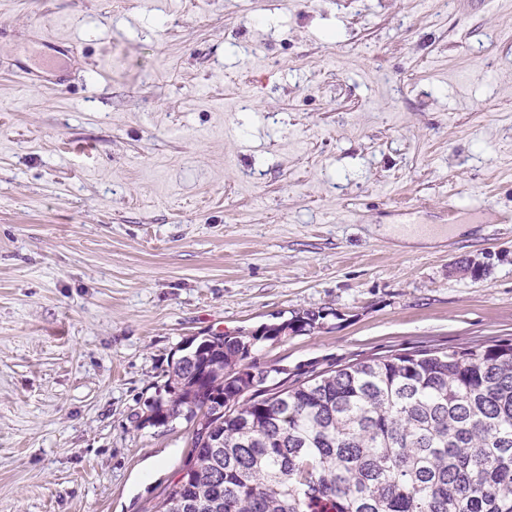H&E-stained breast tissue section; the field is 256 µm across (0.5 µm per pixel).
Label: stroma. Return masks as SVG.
Instances as JSON below:
<instances>
[{
  "mask_svg": "<svg viewBox=\"0 0 512 512\" xmlns=\"http://www.w3.org/2000/svg\"><path fill=\"white\" fill-rule=\"evenodd\" d=\"M219 333L292 382L512 341V0H0V512H153ZM318 318H320V316L315 313H306V316L297 317L286 324L265 327L262 335H255V338L256 340L260 338H276L285 334L287 330H290L292 333L310 331L315 328Z\"/></svg>",
  "mask_w": 512,
  "mask_h": 512,
  "instance_id": "obj_1",
  "label": "stroma"
}]
</instances>
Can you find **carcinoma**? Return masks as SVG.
I'll list each match as a JSON object with an SVG mask.
<instances>
[{
  "label": "carcinoma",
  "instance_id": "cac0c4a2",
  "mask_svg": "<svg viewBox=\"0 0 512 512\" xmlns=\"http://www.w3.org/2000/svg\"><path fill=\"white\" fill-rule=\"evenodd\" d=\"M248 355L215 334L170 365L146 422L193 432L156 512H512V343L404 350L254 391L235 378Z\"/></svg>",
  "mask_w": 512,
  "mask_h": 512
}]
</instances>
